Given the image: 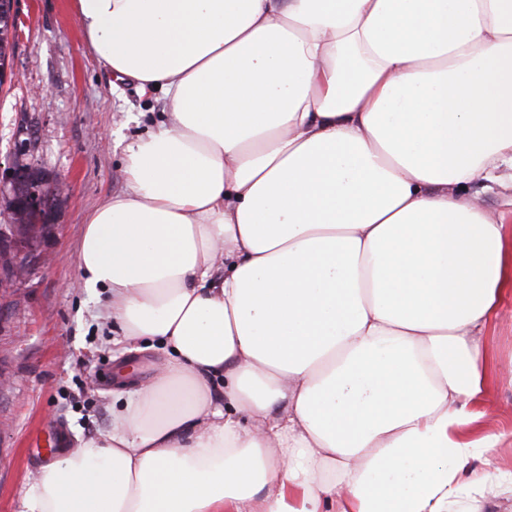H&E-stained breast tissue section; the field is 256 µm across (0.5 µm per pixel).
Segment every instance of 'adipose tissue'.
<instances>
[{
  "instance_id": "adipose-tissue-1",
  "label": "adipose tissue",
  "mask_w": 512,
  "mask_h": 512,
  "mask_svg": "<svg viewBox=\"0 0 512 512\" xmlns=\"http://www.w3.org/2000/svg\"><path fill=\"white\" fill-rule=\"evenodd\" d=\"M166 119L87 215L83 286L169 356L23 512H453L512 289V0H73Z\"/></svg>"
}]
</instances>
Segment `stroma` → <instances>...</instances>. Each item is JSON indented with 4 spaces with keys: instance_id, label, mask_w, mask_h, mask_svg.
<instances>
[{
    "instance_id": "35a3bbf8",
    "label": "stroma",
    "mask_w": 512,
    "mask_h": 512,
    "mask_svg": "<svg viewBox=\"0 0 512 512\" xmlns=\"http://www.w3.org/2000/svg\"><path fill=\"white\" fill-rule=\"evenodd\" d=\"M72 0H18L11 82L0 88V161L29 139L30 166L67 189L49 213L42 250L54 263L0 289V512H22L24 491L48 462L36 434L62 427L68 439L107 429L131 384L166 359L161 347L128 353L117 325L81 285L77 262L87 213L125 186L124 150L147 135L164 110L161 93L140 95L112 77L87 49ZM491 386L482 432L512 428V295L483 338Z\"/></svg>"
}]
</instances>
